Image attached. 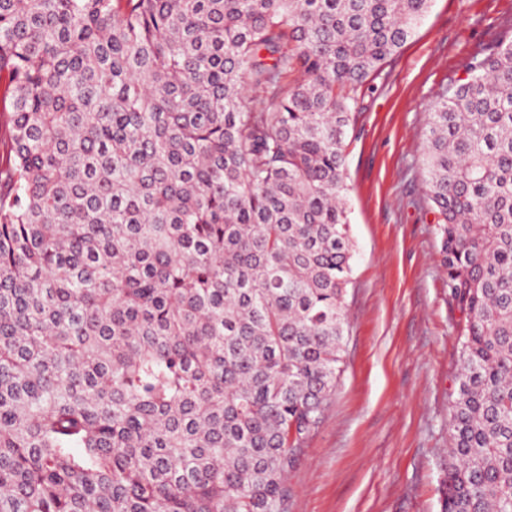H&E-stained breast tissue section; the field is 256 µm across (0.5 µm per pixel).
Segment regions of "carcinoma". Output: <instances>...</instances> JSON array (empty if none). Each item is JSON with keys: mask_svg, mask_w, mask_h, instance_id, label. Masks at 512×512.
<instances>
[{"mask_svg": "<svg viewBox=\"0 0 512 512\" xmlns=\"http://www.w3.org/2000/svg\"><path fill=\"white\" fill-rule=\"evenodd\" d=\"M432 0H0V512H288L343 363L358 91ZM429 112L444 512H512V39Z\"/></svg>", "mask_w": 512, "mask_h": 512, "instance_id": "1", "label": "carcinoma"}]
</instances>
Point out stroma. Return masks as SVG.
Returning a JSON list of instances; mask_svg holds the SVG:
<instances>
[{"mask_svg": "<svg viewBox=\"0 0 512 512\" xmlns=\"http://www.w3.org/2000/svg\"><path fill=\"white\" fill-rule=\"evenodd\" d=\"M510 28L512 0H432L364 86L347 139L355 252L342 372L288 477L289 512H442L460 314L423 194L425 123L469 54Z\"/></svg>", "mask_w": 512, "mask_h": 512, "instance_id": "1", "label": "stroma"}]
</instances>
